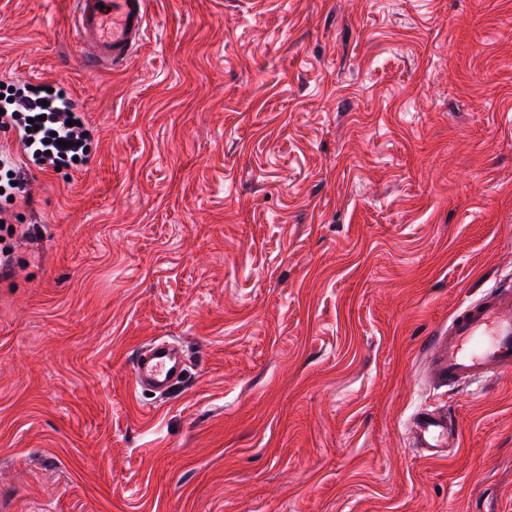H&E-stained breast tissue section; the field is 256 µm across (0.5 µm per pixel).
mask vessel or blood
Masks as SVG:
<instances>
[{
    "label": "vessel or blood",
    "mask_w": 512,
    "mask_h": 512,
    "mask_svg": "<svg viewBox=\"0 0 512 512\" xmlns=\"http://www.w3.org/2000/svg\"><path fill=\"white\" fill-rule=\"evenodd\" d=\"M73 32L87 70L125 65L138 50L147 26V0H73ZM432 378L451 387L493 380L512 371V284L491 287L480 299L456 310L430 358ZM186 367L175 342L140 346L133 363L135 387L161 398L177 389ZM414 442L423 448L455 447L457 431L444 417L421 411Z\"/></svg>",
    "instance_id": "1"
}]
</instances>
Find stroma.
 <instances>
[{
    "label": "stroma",
    "mask_w": 512,
    "mask_h": 512,
    "mask_svg": "<svg viewBox=\"0 0 512 512\" xmlns=\"http://www.w3.org/2000/svg\"><path fill=\"white\" fill-rule=\"evenodd\" d=\"M71 16L0 0V94L66 90L93 136L53 170L0 128V512H512V373L428 363L512 277V0H148L98 73ZM185 367V354L177 343L150 341L137 349L133 363L134 385L167 399L180 384ZM413 428L414 443L421 448H440L444 444L449 450L456 446V428L434 411H421L416 416Z\"/></svg>",
    "instance_id": "stroma-1"
}]
</instances>
